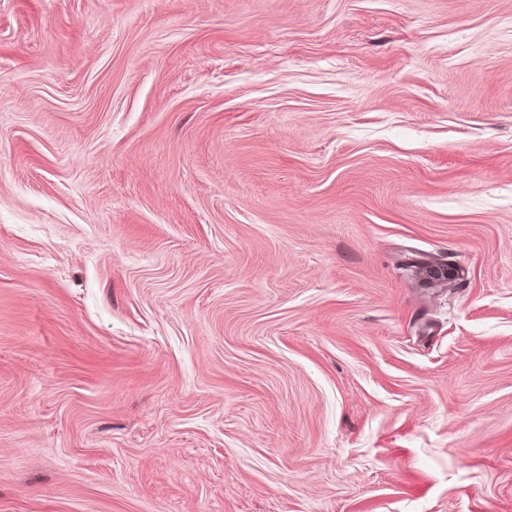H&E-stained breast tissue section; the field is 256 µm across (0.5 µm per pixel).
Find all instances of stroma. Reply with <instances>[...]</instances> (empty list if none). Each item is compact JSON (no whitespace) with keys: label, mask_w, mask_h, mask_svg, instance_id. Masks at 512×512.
Returning <instances> with one entry per match:
<instances>
[{"label":"stroma","mask_w":512,"mask_h":512,"mask_svg":"<svg viewBox=\"0 0 512 512\" xmlns=\"http://www.w3.org/2000/svg\"><path fill=\"white\" fill-rule=\"evenodd\" d=\"M0 512H512V0H0Z\"/></svg>","instance_id":"obj_1"}]
</instances>
